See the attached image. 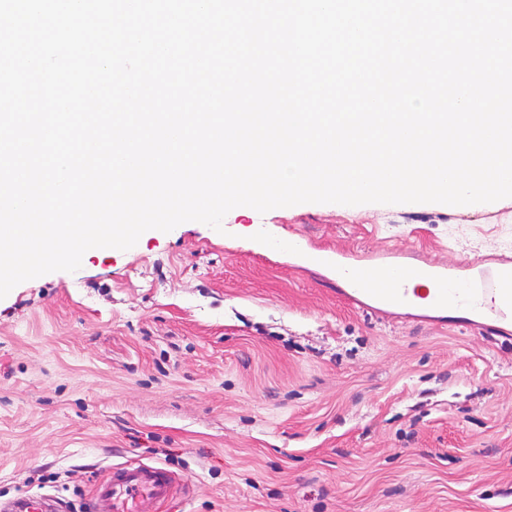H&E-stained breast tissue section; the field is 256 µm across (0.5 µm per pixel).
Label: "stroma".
Wrapping results in <instances>:
<instances>
[{"mask_svg": "<svg viewBox=\"0 0 512 512\" xmlns=\"http://www.w3.org/2000/svg\"><path fill=\"white\" fill-rule=\"evenodd\" d=\"M0 299V501L81 508L118 463L173 512H512V340L386 322L281 243L512 257V200L241 206ZM60 500L53 495H27L0 502L1 512H58Z\"/></svg>", "mask_w": 512, "mask_h": 512, "instance_id": "1", "label": "stroma"}]
</instances>
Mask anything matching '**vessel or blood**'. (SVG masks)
Instances as JSON below:
<instances>
[{
	"mask_svg": "<svg viewBox=\"0 0 512 512\" xmlns=\"http://www.w3.org/2000/svg\"><path fill=\"white\" fill-rule=\"evenodd\" d=\"M336 295L360 311L393 320L397 311L422 310L437 325L457 322L484 336H504L512 321V266L470 267L467 277L452 273L446 261L419 250L359 252L329 249ZM175 474L158 464L116 465L99 480L86 512H160L178 494ZM49 494L0 502V512H60Z\"/></svg>",
	"mask_w": 512,
	"mask_h": 512,
	"instance_id": "obj_1",
	"label": "vessel or blood"
}]
</instances>
